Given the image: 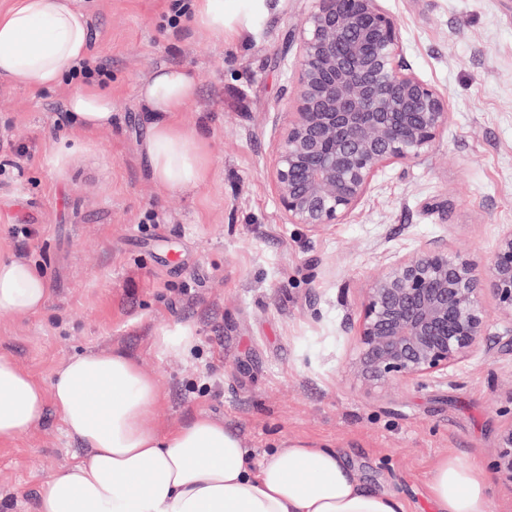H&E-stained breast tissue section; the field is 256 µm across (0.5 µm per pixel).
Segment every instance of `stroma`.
<instances>
[{
  "label": "stroma",
  "mask_w": 512,
  "mask_h": 512,
  "mask_svg": "<svg viewBox=\"0 0 512 512\" xmlns=\"http://www.w3.org/2000/svg\"><path fill=\"white\" fill-rule=\"evenodd\" d=\"M68 2L108 74L0 82V257L37 263L52 288L42 312L0 315V354L46 385L70 356L119 348L158 381L159 431L207 414L256 466L278 446L330 444L408 512H435L431 472L451 455L488 470L491 512H512V481L494 469L512 339L494 297L478 349L424 385L374 387L356 368L366 290L391 263L433 240L484 261L512 225V0H382L406 63L447 97L448 127L428 158L387 167L343 223L314 232L285 222L268 177L311 0H273L222 41L172 23L174 0ZM162 67L198 84L174 115L207 135L209 173L192 190L161 188L142 153L138 91ZM94 86L112 95V124L82 132L69 98ZM180 327L191 346L164 348ZM82 453L53 412L0 443V512H35L45 480Z\"/></svg>",
  "instance_id": "1"
}]
</instances>
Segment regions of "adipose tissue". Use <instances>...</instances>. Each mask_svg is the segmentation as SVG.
Segmentation results:
<instances>
[{
    "mask_svg": "<svg viewBox=\"0 0 512 512\" xmlns=\"http://www.w3.org/2000/svg\"><path fill=\"white\" fill-rule=\"evenodd\" d=\"M194 21L219 38L230 25L248 24L239 0H195ZM87 50V20L68 0H14L0 11L2 80L54 86ZM196 93L193 75L177 68L139 88L150 114L143 153L166 189L197 188L207 175L205 135L171 120ZM69 108L81 129L112 123L105 93H75ZM51 293L35 265L0 261V314L38 313ZM159 402L156 378L118 348L69 357L47 385L0 354V443L35 428L50 408L86 450L43 484L36 512H407L400 495L363 481L336 448L297 442L272 449L256 467L241 438L207 415L159 432L152 422ZM430 492L437 512H490L479 463L441 458Z\"/></svg>",
    "mask_w": 512,
    "mask_h": 512,
    "instance_id": "1",
    "label": "adipose tissue"
}]
</instances>
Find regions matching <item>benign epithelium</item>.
Segmentation results:
<instances>
[{
    "mask_svg": "<svg viewBox=\"0 0 512 512\" xmlns=\"http://www.w3.org/2000/svg\"><path fill=\"white\" fill-rule=\"evenodd\" d=\"M402 56L381 0H312L269 171L286 223L310 231L339 224L385 168L432 152L448 127V98ZM488 294L512 335V226L484 263L436 242L394 261L366 291L360 376L370 385L422 384L458 366L487 336ZM494 468L512 475V424Z\"/></svg>",
    "mask_w": 512,
    "mask_h": 512,
    "instance_id": "1",
    "label": "benign epithelium"
}]
</instances>
